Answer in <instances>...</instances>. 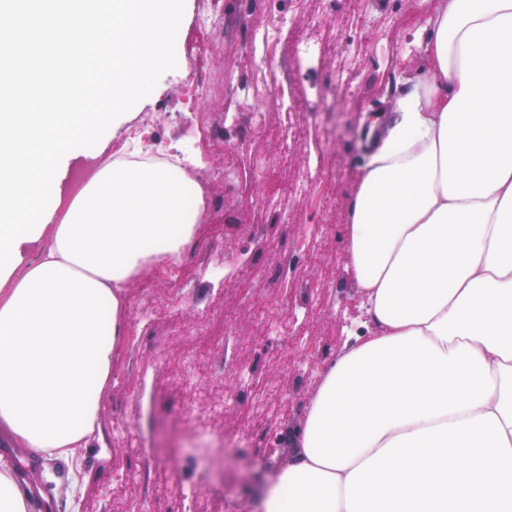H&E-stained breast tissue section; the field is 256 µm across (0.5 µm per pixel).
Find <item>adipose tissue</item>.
<instances>
[{
	"label": "adipose tissue",
	"instance_id": "1",
	"mask_svg": "<svg viewBox=\"0 0 512 512\" xmlns=\"http://www.w3.org/2000/svg\"><path fill=\"white\" fill-rule=\"evenodd\" d=\"M350 201L359 319L257 512H512V0H441ZM206 194L175 164L101 166L0 286V432L104 448L125 290L176 264Z\"/></svg>",
	"mask_w": 512,
	"mask_h": 512
}]
</instances>
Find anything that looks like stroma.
Here are the masks:
<instances>
[{
	"label": "stroma",
	"mask_w": 512,
	"mask_h": 512,
	"mask_svg": "<svg viewBox=\"0 0 512 512\" xmlns=\"http://www.w3.org/2000/svg\"><path fill=\"white\" fill-rule=\"evenodd\" d=\"M437 6L185 0L175 69L61 175L75 188L149 123L155 156L191 146L207 215L168 275L148 269L126 288L127 333L100 412L108 455L80 449L74 476L27 449L6 451L32 494L76 488L80 512H252L359 313L344 239L369 150L365 118L391 107L403 53L421 57L410 42ZM264 29L279 48L268 61ZM306 42L316 58L301 69L292 58ZM215 253L218 276L197 264ZM186 401L225 435L223 458L172 428Z\"/></svg>",
	"instance_id": "35a3bbf8"
}]
</instances>
